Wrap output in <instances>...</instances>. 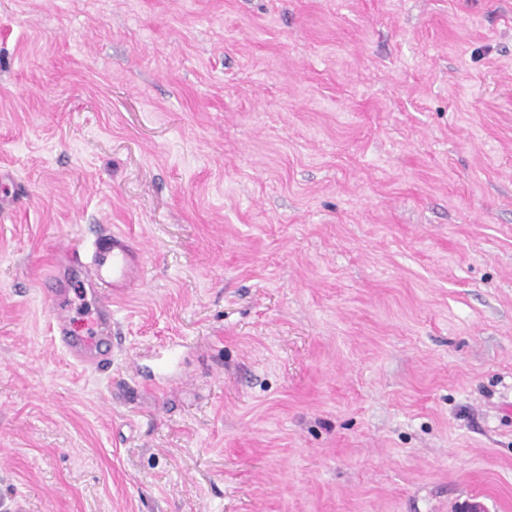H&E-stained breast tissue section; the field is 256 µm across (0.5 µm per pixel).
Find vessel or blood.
Instances as JSON below:
<instances>
[{"instance_id": "obj_1", "label": "vessel or blood", "mask_w": 512, "mask_h": 512, "mask_svg": "<svg viewBox=\"0 0 512 512\" xmlns=\"http://www.w3.org/2000/svg\"><path fill=\"white\" fill-rule=\"evenodd\" d=\"M68 268L81 271L99 299L95 317L87 334H75L66 308H58L54 336L77 363L101 370L112 363V298L131 287L137 279L142 255L129 238L119 232L102 230L89 251L67 253Z\"/></svg>"}]
</instances>
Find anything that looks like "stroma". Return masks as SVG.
Here are the masks:
<instances>
[{"label":"stroma","instance_id":"1","mask_svg":"<svg viewBox=\"0 0 512 512\" xmlns=\"http://www.w3.org/2000/svg\"><path fill=\"white\" fill-rule=\"evenodd\" d=\"M105 225L99 371L48 275ZM471 497L512 512V0H0V512ZM66 266L81 271L93 293L99 298L95 317L86 335L75 334L66 308L58 304L53 327L55 339L77 363L102 370L112 364V295L130 288L139 276L142 255L129 238L116 231L102 229L87 252L66 254Z\"/></svg>","mask_w":512,"mask_h":512}]
</instances>
